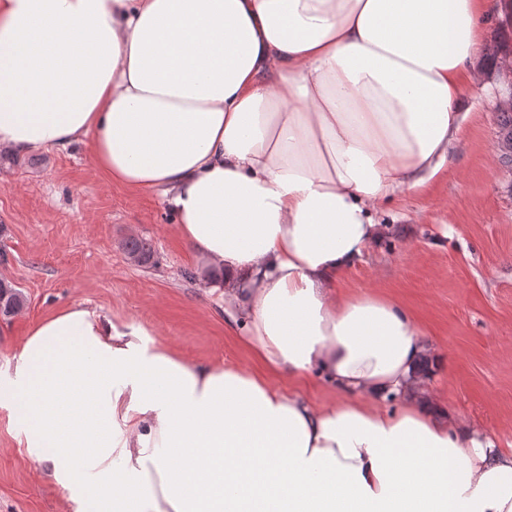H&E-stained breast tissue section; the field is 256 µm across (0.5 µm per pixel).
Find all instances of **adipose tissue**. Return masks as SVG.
<instances>
[{"instance_id":"ef3b65f1","label":"adipose tissue","mask_w":512,"mask_h":512,"mask_svg":"<svg viewBox=\"0 0 512 512\" xmlns=\"http://www.w3.org/2000/svg\"><path fill=\"white\" fill-rule=\"evenodd\" d=\"M490 0H0V149L159 191L259 363L187 364L82 305L0 407L72 512H512V451L443 415L417 320L336 279L460 129ZM318 376V405L270 379Z\"/></svg>"}]
</instances>
